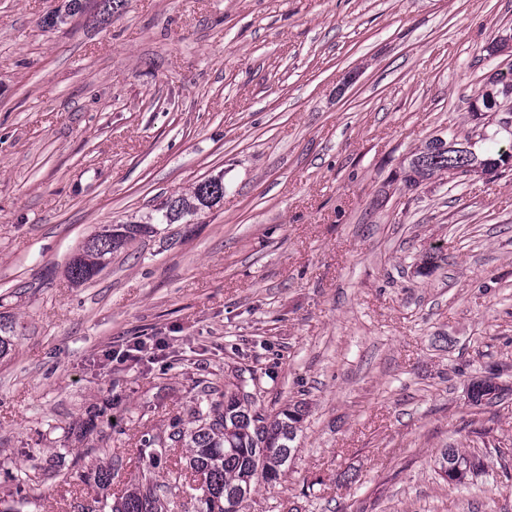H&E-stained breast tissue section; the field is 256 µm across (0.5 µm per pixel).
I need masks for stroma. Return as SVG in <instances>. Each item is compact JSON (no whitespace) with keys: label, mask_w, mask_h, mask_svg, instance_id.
I'll use <instances>...</instances> for the list:
<instances>
[{"label":"stroma","mask_w":512,"mask_h":512,"mask_svg":"<svg viewBox=\"0 0 512 512\" xmlns=\"http://www.w3.org/2000/svg\"><path fill=\"white\" fill-rule=\"evenodd\" d=\"M82 2L50 27L67 0H0V512L13 475L29 512L159 482L141 436L239 374L262 413L305 407L242 512H512V172L397 179L495 125L470 104L512 70V0ZM217 175L220 204L70 280L103 226ZM450 447L483 472L449 487ZM440 141L438 138H431L423 148L404 160L398 176L406 188H417L434 179L454 182L457 178L468 175L467 171H461L454 173L453 177L448 176V167H452L449 164L458 160L450 158L448 152L446 156L434 153L435 143ZM436 465L439 475L443 480L447 481L448 486H450L451 483L448 481V467L456 469L457 466H460L462 469H467L468 466L471 465L472 468H475V470L469 474L472 475L482 468L483 463L475 453L466 454L459 451L458 448H444L440 451Z\"/></svg>","instance_id":"stroma-1"}]
</instances>
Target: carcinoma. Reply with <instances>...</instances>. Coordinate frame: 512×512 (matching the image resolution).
Returning a JSON list of instances; mask_svg holds the SVG:
<instances>
[{
  "label": "carcinoma",
  "mask_w": 512,
  "mask_h": 512,
  "mask_svg": "<svg viewBox=\"0 0 512 512\" xmlns=\"http://www.w3.org/2000/svg\"><path fill=\"white\" fill-rule=\"evenodd\" d=\"M437 138H431L423 148L407 157L399 176L409 189L437 179L455 181L468 175L461 171L448 176L449 164L454 159L434 153ZM216 192L198 184L188 197L173 199L163 208L161 224H173L186 215L202 211L201 199L216 203L224 198V180L218 179ZM153 232L150 224H110L86 242L82 253L69 263L67 272L75 283L92 280L106 265L112 253L141 235ZM251 395L245 382L236 390L224 392V400H210L194 410L193 427H186L176 419L165 437L145 434L140 448L151 449L153 463L168 459L174 448L190 449L189 467L203 476V484L195 487L187 481L181 468L166 471L165 486L197 492L202 504L200 512H241L243 503L261 483L271 484L280 479L294 458L303 409L295 405L274 417H267L252 409ZM439 475L448 480V468L457 466L480 470L483 463L475 453L466 454L457 448H444L436 460ZM158 485L148 480L142 486L125 492L119 501L101 504L97 512H163L157 494Z\"/></svg>",
  "instance_id": "carcinoma-1"
}]
</instances>
